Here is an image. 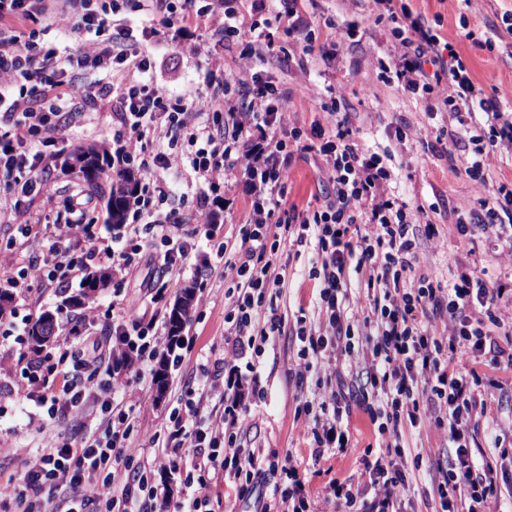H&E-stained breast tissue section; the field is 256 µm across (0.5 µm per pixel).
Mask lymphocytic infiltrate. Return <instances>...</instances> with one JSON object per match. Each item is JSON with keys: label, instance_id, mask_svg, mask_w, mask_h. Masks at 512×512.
<instances>
[{"label": "lymphocytic infiltrate", "instance_id": "f902f5d3", "mask_svg": "<svg viewBox=\"0 0 512 512\" xmlns=\"http://www.w3.org/2000/svg\"><path fill=\"white\" fill-rule=\"evenodd\" d=\"M198 2L142 0L143 25L136 30L121 17L119 0H0V223L20 230L10 253L0 256V291L21 292L33 280L55 283L54 272L63 267L80 275L89 261L111 268L116 278L131 275L138 256L160 271L142 283L141 306L88 311L72 320L67 336L49 350L31 352L25 328L16 327L15 348L0 357V371L20 366L27 401L47 407L50 419L58 421L77 418L92 393L107 399L99 435L77 445L63 434L49 435L34 461L0 486V503L11 512H44L50 497L56 512H223L216 488L224 482L237 499L253 501L255 512H314L305 473L291 457L266 455L241 441L252 401L260 394L257 360L282 330L271 299L285 282L278 250L297 245L315 251L319 293L316 321H296L301 348L292 373L295 385L303 387L315 368L329 379L338 375L339 362L358 368L366 376L360 394L370 419L388 438L386 456L367 464L365 479L329 482L324 501L336 512H397L406 482L392 461L402 452L400 428L421 427L431 407L435 426L454 450L437 468L441 512H488L496 482L490 470L475 463L469 439L472 422L487 409L475 365L482 359L512 370V340L500 343L494 333L503 323L500 310L512 308V282L461 264L446 284L414 276L411 228L424 211L394 196L383 157L353 139L341 111L343 89L329 90L321 104L327 126L305 143L299 130L281 132L290 109L287 91L258 86L247 105L239 106L220 94V63H208L204 94L173 98L147 79L156 22L198 21L205 15ZM372 2L376 22H390L395 39L393 56L380 65L381 80L436 97L450 114H482V121L449 124L439 136L466 151L465 175L486 185L488 157L512 156V96L501 88L486 93L460 58L456 39L475 40V32L463 25L455 38L444 39L405 0ZM29 22L84 35L83 47L59 54L22 33ZM102 66L109 69L104 88L112 93L119 124L113 167L138 158L146 176L138 199L161 201L169 195L168 174L184 170L197 188L195 208L186 216L148 210L145 225H122L108 239L92 232L77 205L69 207L64 221L33 229L23 220L20 202L50 201L54 158L46 150L75 129L93 95L83 73ZM131 68L138 79L129 78ZM181 140L195 148L184 161L172 151ZM296 149L325 156L332 193L319 209L287 214L283 207ZM237 167L254 199L251 228L240 245L222 244L216 251L233 281L224 291V343L212 371L183 382L186 402L172 410L164 434L152 436L155 453L149 457L131 437L136 407L148 390L145 373L135 365L160 350L183 347L184 338L168 329L163 302L182 277L194 237L213 238L212 225L202 221L210 192L226 170ZM479 229L512 245V190L506 185L460 220V245H468ZM34 231L46 241L47 253L18 267L17 257ZM64 241L76 242L81 257L61 249ZM144 306L152 307L151 320L143 319ZM433 314L447 315V335H438L429 321ZM357 332L364 338L358 348L351 342ZM80 341L93 347L82 359L75 353ZM198 395L218 397L223 412L203 413L194 401ZM114 397L121 401L115 413L110 410ZM317 399L320 412L304 419L301 435L312 442L315 458L345 453L351 437L336 392ZM183 449L191 469L184 498L173 504L166 487L151 476L176 468L175 454ZM269 472L279 473V483L268 484Z\"/></svg>", "mask_w": 512, "mask_h": 512}]
</instances>
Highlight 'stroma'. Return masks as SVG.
I'll return each instance as SVG.
<instances>
[{"instance_id":"35a3bbf8","label":"stroma","mask_w":512,"mask_h":512,"mask_svg":"<svg viewBox=\"0 0 512 512\" xmlns=\"http://www.w3.org/2000/svg\"><path fill=\"white\" fill-rule=\"evenodd\" d=\"M411 9L426 20H440L441 34L455 32L460 14H467L470 25L479 35H490L493 24L504 12L512 11V0H409ZM225 9L235 11L241 21H259L260 29L275 45L273 53L244 60L245 39L221 40L206 25L195 28L194 34L172 44L164 35L154 38L149 74L165 86L171 96L191 88H204L206 62L209 58L224 60V74L244 82L253 78L287 88L291 93V109L298 126L313 134L325 126L327 116L317 95L325 87L347 89L344 104L347 125L360 145L387 152L395 174L392 184L396 197L412 207L424 208L434 236H427L424 225H416L418 271L448 281L455 263L472 258L488 274L512 271V251L507 246L491 244L486 233L476 232L469 249L457 241V210L471 206L488 193L487 188L472 183L462 168L452 167L446 146L437 139L439 130L447 126L449 117L441 112L429 114V101L414 97L398 84H386L378 77L379 60L392 51L389 23H375L371 0H298L300 19L309 22L321 38L335 42L337 56L326 61L319 55L306 56L302 46L288 35V22L277 19L278 0H224ZM456 49L467 64L473 78L484 87L512 85V53L494 52L458 40ZM409 128L405 140H397L394 128ZM117 126L112 115L111 95L100 93L86 108L79 128L70 135L66 151L94 143L111 142ZM293 178L288 186L287 205L298 210L315 209L326 196V163L312 152H294ZM52 179L56 193L50 206L32 204L31 221L53 223L64 213L68 201L74 199L78 179L61 169H54ZM251 196L240 170L227 172L216 188L214 201L207 208L210 223L218 231L214 239H196L181 286L194 285L197 301L184 338L193 342L184 351L181 368L168 369L164 391L150 389L141 401L139 424L142 430L164 432L169 415L176 405L181 378L198 372V355L221 346L224 334V291L229 285L220 273L214 272V259L219 242H240L247 229ZM428 223V224H429ZM280 261L286 266L285 283L277 299L278 313L286 326L273 347L267 348L258 366L264 399L253 410L243 434L244 442L269 452L290 454L304 469L312 492H320L331 479L360 480L365 465L385 454L383 441L370 422L364 405L356 396L358 383L352 374L342 376L343 390L349 405L347 414L353 446L343 454H327L321 460L311 456L309 442L296 433L297 418L307 395L315 392L322 375L313 371L304 388H296L290 376L298 360L300 343L290 333L300 315H312L317 282L310 275V248L284 250ZM156 274L154 266L139 263L132 277L121 287L101 292L94 305L106 311L111 304L139 302L140 284ZM64 295L56 288L38 285L13 296L8 310L17 315L40 318L53 313L57 328H65L73 315L72 307L63 303ZM23 378L20 373L0 375V437L9 446L0 449V483L6 481L35 458L42 445V427L48 416L45 409L32 407L22 397ZM487 413L473 434L475 462L497 469L500 480L492 496L491 512H512V456L495 447V440L512 438V384L503 389L487 388ZM402 454L396 463L406 477L402 506L405 512H437L439 499L435 482L436 462L427 454L431 448H447L446 434L432 424L416 430H401Z\"/></svg>"}]
</instances>
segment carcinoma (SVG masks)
I'll use <instances>...</instances> for the list:
<instances>
[{"label": "carcinoma", "mask_w": 512, "mask_h": 512, "mask_svg": "<svg viewBox=\"0 0 512 512\" xmlns=\"http://www.w3.org/2000/svg\"><path fill=\"white\" fill-rule=\"evenodd\" d=\"M62 169L80 174V191L103 203L106 223L112 225L125 222L138 180L129 171L112 173V154L107 144H92L75 149L64 159ZM111 280L112 274L107 271L89 273L72 305L80 306L83 301L93 299L97 291L107 287ZM193 302L194 296L187 293L168 313L167 324L173 335L178 336L183 332ZM54 333L55 324L51 318L44 316L32 327L30 339L40 345L48 342Z\"/></svg>", "instance_id": "carcinoma-1"}]
</instances>
